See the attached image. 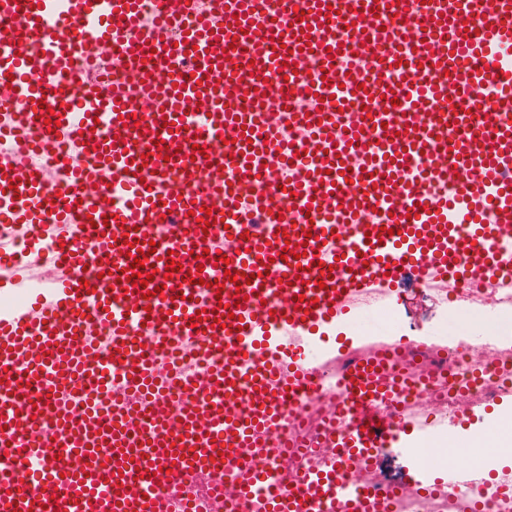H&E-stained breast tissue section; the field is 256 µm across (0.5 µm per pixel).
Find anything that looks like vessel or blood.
I'll return each mask as SVG.
<instances>
[{"label": "vessel or blood", "instance_id": "obj_1", "mask_svg": "<svg viewBox=\"0 0 512 512\" xmlns=\"http://www.w3.org/2000/svg\"><path fill=\"white\" fill-rule=\"evenodd\" d=\"M283 2L294 19L284 33L259 17L258 0H208L189 27L181 19L197 0H154L147 30L144 0H0V19L24 17L0 34V78L13 76L22 103L0 108V222L11 227L0 236V287L37 289L34 303L0 312V512H188L203 487L223 512L224 482L207 466L218 454L236 464L237 512H388L387 495L359 486L356 470L426 422L370 412L386 392L384 354L359 359L344 380L328 467L262 497L264 472L243 451L264 448L268 427L313 387L314 331L352 312L377 316L398 288L512 287V0L482 12L476 0ZM420 3L425 28L391 26ZM332 8L360 24L364 62L348 89L370 118L341 136L321 95L346 54ZM32 38L34 52L18 54ZM106 41L123 47L111 66L130 70L127 84L89 76ZM283 76L309 130L298 150L278 136L261 93ZM392 93L406 111L384 108ZM50 96L54 109L40 108ZM133 99L149 101V120L128 122ZM199 100L205 109L193 111ZM228 126V150L212 151ZM61 141L73 152L44 178L31 152ZM210 164L250 186L248 197L230 202L223 182L204 179ZM94 184L100 197L88 193ZM221 254L232 280L194 287ZM48 265L55 280L40 276ZM103 331L108 360L95 341ZM143 338L221 353L193 384L144 359ZM113 361L127 372L109 376ZM169 384L191 385L187 408ZM85 397L78 418L50 416ZM424 454L413 448L403 488L422 489ZM471 473L467 461L448 463L436 486ZM156 482L171 493L161 505L137 492Z\"/></svg>", "mask_w": 512, "mask_h": 512}]
</instances>
